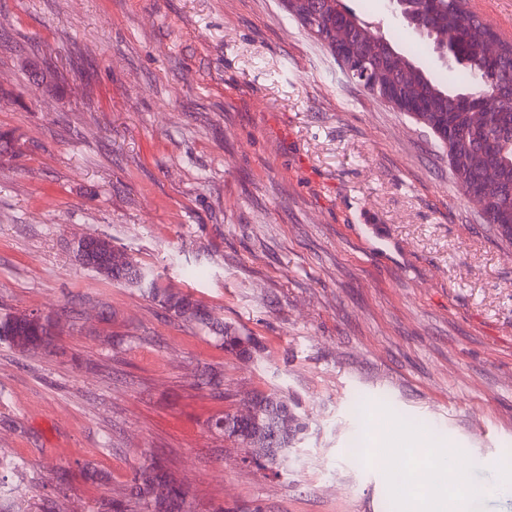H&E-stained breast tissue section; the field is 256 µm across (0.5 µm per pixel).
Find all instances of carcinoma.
<instances>
[{
	"label": "carcinoma",
	"mask_w": 512,
	"mask_h": 512,
	"mask_svg": "<svg viewBox=\"0 0 512 512\" xmlns=\"http://www.w3.org/2000/svg\"><path fill=\"white\" fill-rule=\"evenodd\" d=\"M392 12L420 39L436 46L438 32L448 28L459 36L457 56L448 57V78L423 70L416 62L415 48L391 36L373 30L339 0H302L296 11L315 17L318 31L336 34L344 28L350 39L347 56L373 53L375 75H390L400 86L415 111L410 117L424 125L448 154L460 187L480 189L485 197L482 221L494 236L512 245V44L501 43L503 52L487 59L484 36L490 25L466 9L459 0H394ZM481 105L486 111H465L464 101ZM110 282L137 288L171 315L195 323L207 330L221 349L233 350L237 332L190 296L162 285L159 277L141 267L132 257L113 273L102 266L92 268ZM58 334L56 318L36 313L0 312V345L25 355L49 351ZM257 426L246 436L259 432L258 443L282 449L268 463L279 468L288 464L289 448L296 435L303 433L305 422L298 419L293 434L270 442L276 430L278 410L288 399L276 392L253 394ZM24 468L22 460L0 453V512H30L26 500L12 494L11 477ZM129 497L143 512H186L187 491L170 472L156 461L135 470L129 485Z\"/></svg>",
	"instance_id": "obj_1"
}]
</instances>
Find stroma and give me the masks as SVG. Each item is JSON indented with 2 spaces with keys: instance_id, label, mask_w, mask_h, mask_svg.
Returning a JSON list of instances; mask_svg holds the SVG:
<instances>
[{
  "instance_id": "stroma-1",
  "label": "stroma",
  "mask_w": 512,
  "mask_h": 512,
  "mask_svg": "<svg viewBox=\"0 0 512 512\" xmlns=\"http://www.w3.org/2000/svg\"><path fill=\"white\" fill-rule=\"evenodd\" d=\"M0 132V308L62 328L50 353L0 346L31 512H96L151 459L190 512H422L364 454L395 423L512 483V247L283 0H0ZM83 237L256 351L77 265ZM270 390L308 423L276 472L210 426Z\"/></svg>"
}]
</instances>
